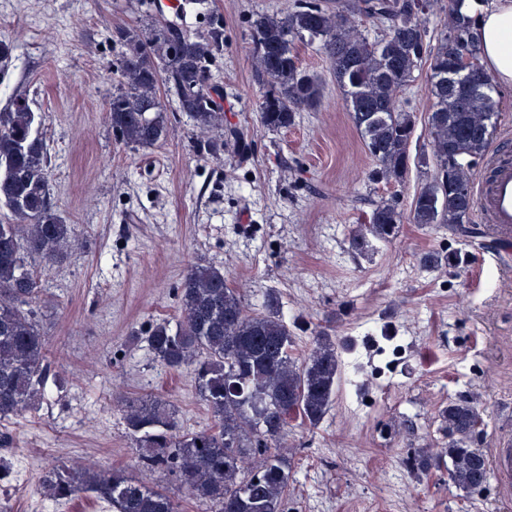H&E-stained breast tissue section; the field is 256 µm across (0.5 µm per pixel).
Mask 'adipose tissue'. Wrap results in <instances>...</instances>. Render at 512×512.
<instances>
[{"label": "adipose tissue", "mask_w": 512, "mask_h": 512, "mask_svg": "<svg viewBox=\"0 0 512 512\" xmlns=\"http://www.w3.org/2000/svg\"><path fill=\"white\" fill-rule=\"evenodd\" d=\"M461 9L476 18L473 36L485 70L498 88H511L512 0H463Z\"/></svg>", "instance_id": "1"}]
</instances>
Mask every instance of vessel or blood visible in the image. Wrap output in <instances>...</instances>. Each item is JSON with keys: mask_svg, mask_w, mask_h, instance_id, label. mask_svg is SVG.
<instances>
[{"mask_svg": "<svg viewBox=\"0 0 512 512\" xmlns=\"http://www.w3.org/2000/svg\"><path fill=\"white\" fill-rule=\"evenodd\" d=\"M487 176L478 178L474 196L484 223L499 234H512V162L490 158ZM492 465L504 491H512V438L503 437L492 452Z\"/></svg>", "mask_w": 512, "mask_h": 512, "instance_id": "1", "label": "vessel or blood"}]
</instances>
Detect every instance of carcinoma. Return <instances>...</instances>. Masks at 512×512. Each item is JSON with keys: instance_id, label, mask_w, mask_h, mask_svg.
<instances>
[{"instance_id": "1", "label": "carcinoma", "mask_w": 512, "mask_h": 512, "mask_svg": "<svg viewBox=\"0 0 512 512\" xmlns=\"http://www.w3.org/2000/svg\"><path fill=\"white\" fill-rule=\"evenodd\" d=\"M448 0L444 32L435 47L425 39V15L434 0H342L331 10L321 0H289L285 11L252 22L253 65L267 84L258 112L270 131L288 129L297 113L317 109L323 88L302 66L295 43H318L329 60L362 143L374 160L375 182L402 184L410 168L417 117L398 107V94L414 72L429 63L433 100L425 126L436 172L415 194L409 213L420 227L439 224L460 237L471 226L472 171L484 157L498 120L499 100L490 75L479 65L473 40L475 17ZM383 27L371 41L361 30ZM121 87L112 92L106 119L122 142L148 148L169 133L160 90L166 87L197 129L200 148L219 154L224 143L222 93L210 65L224 52V27L190 37L168 26L145 32L117 27ZM47 115L17 95L0 110V419L38 409L44 397L47 348L32 303L43 291L31 259L49 264L76 248V236L56 209L51 193V156L41 132ZM397 204L373 205L365 232L389 241L403 223ZM153 358L170 372L191 371L195 389L214 419L197 432L182 430L162 394L123 406L127 434L140 457L142 475L103 470L91 460L52 466L39 481L43 494L68 500L92 492L112 512H179L178 504L152 482L158 469L176 472L210 512H282L288 494V425L292 418L314 429L336 403L341 361L326 332L307 353L292 354L288 322L273 309L253 310L232 288L224 268L193 264L180 288V312L155 324L147 337ZM483 407L472 399L448 401L438 413L444 443L411 462L426 471L446 465L449 481L463 491L490 477L486 455L471 446Z\"/></svg>"}]
</instances>
